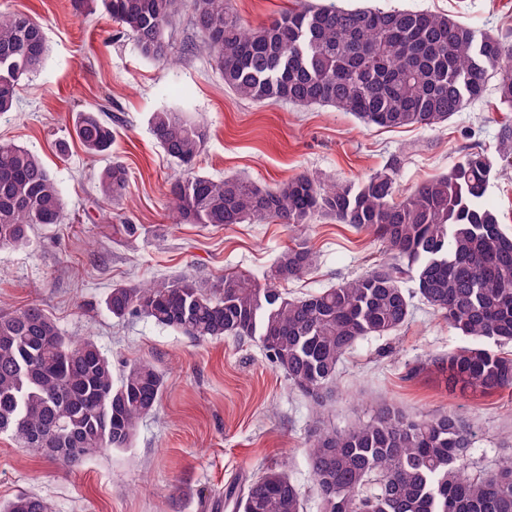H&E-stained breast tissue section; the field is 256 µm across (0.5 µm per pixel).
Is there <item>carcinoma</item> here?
Here are the masks:
<instances>
[{"mask_svg":"<svg viewBox=\"0 0 512 512\" xmlns=\"http://www.w3.org/2000/svg\"><path fill=\"white\" fill-rule=\"evenodd\" d=\"M177 0H74L118 22L139 54L168 59L166 27ZM192 17L224 86L258 102L331 106L366 125L432 128L480 99L498 77L502 104L512 107V34L478 35L444 14L376 6L345 8L299 0L297 7L256 26L230 0H191ZM48 52L42 25L22 12H0V115L13 110L19 81ZM151 132L173 160L190 166L210 129L182 112L151 116ZM74 133L85 152L112 150L115 130L99 113L79 114ZM498 155L512 164V126L500 131ZM495 172L484 151L394 200L395 169L357 184H323L299 175L276 188L237 177L201 174L171 185L176 224H309L331 217L369 230L391 251L388 262L304 298L277 287L310 270L315 252L301 241L281 251L265 283L227 273L215 283L190 276L118 286L106 305L112 316L144 317L193 340L255 339L322 414L338 365L354 345L390 336L412 316L413 299L472 340L433 361L448 393L492 395L512 388V357L485 345L512 344V233L486 203ZM128 172L114 160L97 191L106 204L127 193ZM63 198L40 158L0 142V250L24 246L33 224H58ZM416 283L415 291L404 288ZM164 377L148 361L119 376L97 343L64 336L37 304L0 309V434L67 466L106 449L130 446L139 422L154 411ZM472 434L453 412L410 417L383 403L354 426L315 429L306 457L318 512H512V457L486 474L470 471ZM232 512H303L288 475L269 469L227 489ZM0 512H48L20 494Z\"/></svg>","mask_w":512,"mask_h":512,"instance_id":"1","label":"carcinoma"}]
</instances>
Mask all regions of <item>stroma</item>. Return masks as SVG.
I'll list each match as a JSON object with an SVG mask.
<instances>
[{
	"label": "stroma",
	"mask_w": 512,
	"mask_h": 512,
	"mask_svg": "<svg viewBox=\"0 0 512 512\" xmlns=\"http://www.w3.org/2000/svg\"><path fill=\"white\" fill-rule=\"evenodd\" d=\"M382 8L445 14L496 35L512 29V0H376ZM0 11L32 15L44 27V65L21 79L12 112L0 116V140L46 163L64 202L59 224L34 225L27 245L0 250V301L40 304L63 335L92 338L114 372L151 361L165 386L139 424L131 448L68 467L0 435V502L26 492L50 512H228L227 488L267 468L285 470L317 512L305 441L315 421L343 430L377 402L406 415L453 411L474 435L471 467L490 471L512 456V390L486 397L450 395L432 359L466 345L428 307L395 335L361 340L342 359L323 416L292 388L253 340L196 342L150 320L113 318L112 288L184 275L209 282L225 273L263 279L288 245L307 241L315 266L283 283L299 298L351 279L390 258L386 243L320 217L312 224H172L171 184L181 172L153 138L149 119L163 109L206 122L211 137L196 164L215 178L238 176L275 187L300 174L323 183H359L396 167V199L447 173L466 152L496 156L512 107L494 87L448 123L422 129L367 126L328 106L266 104L237 97L203 51L187 7L166 33L171 58L141 57L109 17L75 9L73 0H0ZM117 116L111 153L86 154L73 134L80 111ZM120 160L129 194L104 206L99 175ZM487 203L512 232V166L497 162Z\"/></svg>",
	"instance_id": "obj_1"
}]
</instances>
